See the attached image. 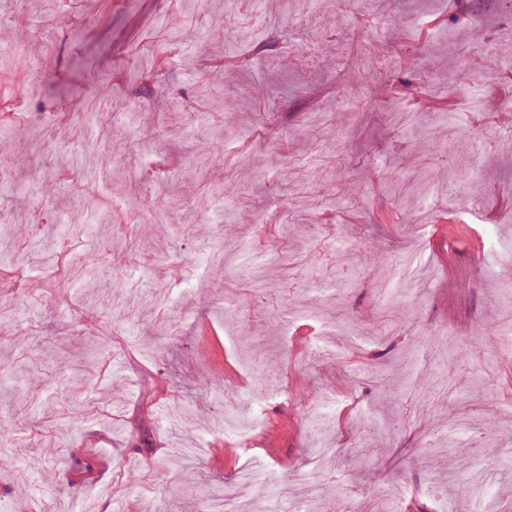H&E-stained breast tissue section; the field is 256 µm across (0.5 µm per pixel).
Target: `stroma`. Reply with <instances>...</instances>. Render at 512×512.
Here are the masks:
<instances>
[{"mask_svg":"<svg viewBox=\"0 0 512 512\" xmlns=\"http://www.w3.org/2000/svg\"><path fill=\"white\" fill-rule=\"evenodd\" d=\"M510 100L503 0H0V512H512Z\"/></svg>","mask_w":512,"mask_h":512,"instance_id":"obj_1","label":"stroma"}]
</instances>
